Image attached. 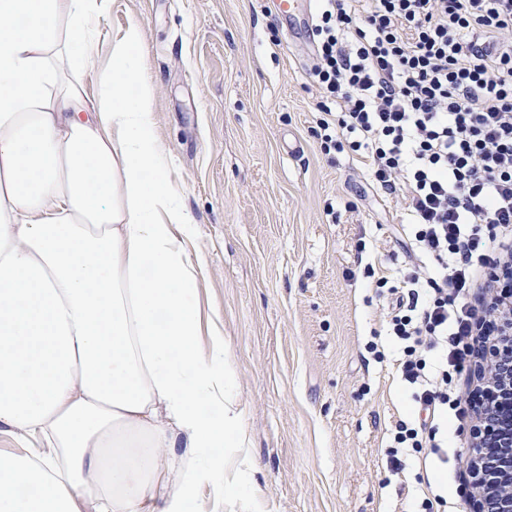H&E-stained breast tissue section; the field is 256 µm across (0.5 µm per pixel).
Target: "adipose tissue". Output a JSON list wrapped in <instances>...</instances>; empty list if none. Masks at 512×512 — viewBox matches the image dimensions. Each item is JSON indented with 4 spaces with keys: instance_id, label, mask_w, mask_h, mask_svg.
Returning a JSON list of instances; mask_svg holds the SVG:
<instances>
[{
    "instance_id": "adipose-tissue-1",
    "label": "adipose tissue",
    "mask_w": 512,
    "mask_h": 512,
    "mask_svg": "<svg viewBox=\"0 0 512 512\" xmlns=\"http://www.w3.org/2000/svg\"><path fill=\"white\" fill-rule=\"evenodd\" d=\"M109 3L0 0V434L26 443L0 453V512H207L214 484L264 512L143 28L101 51Z\"/></svg>"
}]
</instances>
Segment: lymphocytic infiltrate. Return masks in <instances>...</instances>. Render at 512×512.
I'll return each instance as SVG.
<instances>
[{"instance_id": "obj_1", "label": "lymphocytic infiltrate", "mask_w": 512, "mask_h": 512, "mask_svg": "<svg viewBox=\"0 0 512 512\" xmlns=\"http://www.w3.org/2000/svg\"><path fill=\"white\" fill-rule=\"evenodd\" d=\"M313 37L324 147L350 137L436 263L404 276L389 322L402 377L429 416L460 411L447 372L476 332L462 292L487 246L512 258V0H319Z\"/></svg>"}]
</instances>
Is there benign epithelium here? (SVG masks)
Wrapping results in <instances>:
<instances>
[{"label": "benign epithelium", "instance_id": "obj_1", "mask_svg": "<svg viewBox=\"0 0 512 512\" xmlns=\"http://www.w3.org/2000/svg\"><path fill=\"white\" fill-rule=\"evenodd\" d=\"M486 299L497 336L484 342L472 358L479 398L474 404L462 487L470 512H512V421L499 415L512 406V302Z\"/></svg>", "mask_w": 512, "mask_h": 512}]
</instances>
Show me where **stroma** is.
Instances as JSON below:
<instances>
[{"label":"stroma","instance_id":"1","mask_svg":"<svg viewBox=\"0 0 512 512\" xmlns=\"http://www.w3.org/2000/svg\"><path fill=\"white\" fill-rule=\"evenodd\" d=\"M132 20L266 512H422L423 481L447 512H469V415L439 421L448 445L426 463L405 455L394 468L390 434L418 416L387 327L414 261L406 215L358 155L323 151L311 47L289 37L275 0H111L101 41Z\"/></svg>","mask_w":512,"mask_h":512}]
</instances>
